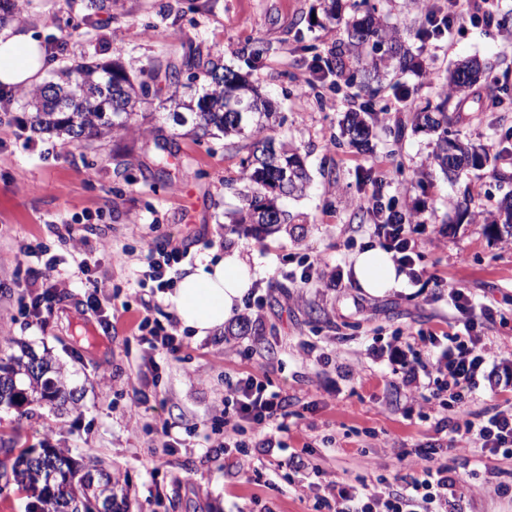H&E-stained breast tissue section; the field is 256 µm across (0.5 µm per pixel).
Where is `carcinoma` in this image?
Returning a JSON list of instances; mask_svg holds the SVG:
<instances>
[{"instance_id":"cac0c4a2","label":"carcinoma","mask_w":512,"mask_h":512,"mask_svg":"<svg viewBox=\"0 0 512 512\" xmlns=\"http://www.w3.org/2000/svg\"><path fill=\"white\" fill-rule=\"evenodd\" d=\"M86 18L94 20L112 10V0H86ZM325 23H340L341 0H323ZM413 55L404 35L389 27L377 16L376 6L345 25L336 53L328 62L336 80L348 86L360 83L375 96L386 88L389 76L413 69ZM162 71L173 88L172 101L178 109L169 113L178 126L190 124L203 136L243 141L249 149L241 180L249 185L245 205L230 214L232 224H253L271 229L285 223V212L279 206L283 196L303 193L309 177L300 149L276 140L267 131L283 123V118L251 80L202 52L184 54L181 58L157 59L151 65ZM486 75V64L473 59L448 71L447 82L439 93L440 102L416 113L417 124L437 134L434 161L444 172L459 175L469 169L491 170L499 183H512V174L496 167L497 157L488 148L460 139L450 130L448 109L465 111L469 90ZM31 108L33 129L71 142H82L106 135H125L141 126L148 113L139 111L148 102L150 86L144 80L135 82L120 64L93 66L85 63L65 66L54 72L42 85L23 90ZM378 119L372 101L350 107L342 120L343 134L355 145L366 147ZM33 354L26 351L12 356L9 362L0 358V405H11L21 394L17 377L24 376L40 399L59 407L75 405V391L68 388L61 369L40 358L39 370L30 369ZM5 460L0 467L10 468L0 475L14 482L18 489L34 498L29 512H92L95 491L85 482L92 468L83 467L60 448L50 449L42 459L32 456L31 449L19 453L3 449ZM58 467L57 480L48 486L36 478L42 468Z\"/></svg>"}]
</instances>
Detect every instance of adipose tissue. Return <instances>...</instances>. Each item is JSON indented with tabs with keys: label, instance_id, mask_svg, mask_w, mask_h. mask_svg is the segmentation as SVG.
Instances as JSON below:
<instances>
[{
	"label": "adipose tissue",
	"instance_id": "obj_1",
	"mask_svg": "<svg viewBox=\"0 0 512 512\" xmlns=\"http://www.w3.org/2000/svg\"><path fill=\"white\" fill-rule=\"evenodd\" d=\"M48 66L46 49L32 32L15 23L0 27L1 88L38 84ZM353 277L365 294L375 297L397 289L405 279L390 254L376 245L354 255ZM254 279L247 256L231 248L219 259L204 258L182 275L168 301L183 326L209 336L221 332L240 311Z\"/></svg>",
	"mask_w": 512,
	"mask_h": 512
}]
</instances>
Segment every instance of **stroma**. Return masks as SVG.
Returning a JSON list of instances; mask_svg holds the SVG:
<instances>
[{
    "label": "stroma",
    "mask_w": 512,
    "mask_h": 512,
    "mask_svg": "<svg viewBox=\"0 0 512 512\" xmlns=\"http://www.w3.org/2000/svg\"><path fill=\"white\" fill-rule=\"evenodd\" d=\"M374 2L388 25L409 31L418 66L405 77L409 98L390 89L375 97L382 120L369 146L357 147L339 124L359 87L332 75L313 81V63L330 59L339 38L314 22L320 0H115L94 26L84 21V0H26L21 22L50 47L56 69L80 58L117 61L150 80L159 101L171 87L151 73L152 62L192 46L250 72L284 118L273 137L300 146L310 184L284 199L292 220L279 232L237 228L227 214L240 205L242 145L194 138L160 113L152 142L135 133L67 146L31 128L19 92L1 98L0 343L49 352L78 407L61 414L43 401L0 406V448H62L120 473L116 494L128 512H327L316 505L314 469L392 491L420 472L418 451L431 450L465 512H512V498L496 494L473 449H448L450 431L435 426L443 409L415 400L390 356L401 340L421 360L433 358L429 334L456 330L448 301L456 288L494 309L485 331L493 364L512 371V234L490 224L512 187L473 172L460 209L457 185L432 163L435 134L410 122L415 109L437 103L438 79L469 57L512 84V52L504 49L512 21L424 41L423 16L410 0ZM468 106L454 115L453 131L493 147L512 172V103L493 107L480 83ZM157 139L175 153L163 176ZM375 191L384 203L421 210L415 237L430 275L381 298L364 295L351 271L354 254L374 239L362 202ZM104 241L124 262L100 251ZM168 243L189 248L196 261L231 247L254 258L251 293L264 297L262 313L242 309L206 337L171 322L165 294L140 284L147 250ZM40 244L59 261L47 279L37 258L23 254ZM308 258L342 270V287L288 280ZM44 291L54 312L37 317L30 298ZM146 316L177 336V353L146 356L135 335ZM308 343L315 352L306 353ZM256 370L287 395L298 421L274 455L249 448L241 467L218 448L217 429L225 387Z\"/></svg>",
    "instance_id": "obj_1"
}]
</instances>
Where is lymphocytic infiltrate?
Instances as JSON below:
<instances>
[{"label":"lymphocytic infiltrate","instance_id":"1","mask_svg":"<svg viewBox=\"0 0 512 512\" xmlns=\"http://www.w3.org/2000/svg\"><path fill=\"white\" fill-rule=\"evenodd\" d=\"M499 0H445L444 7H436L429 0L423 9L425 26L423 38L442 32L456 33L471 25L493 30L497 25ZM419 221L414 210H389L385 219L375 224L373 234L384 246L394 251L401 266L408 271L412 282H420L427 271L419 267L420 259L413 229ZM189 256L188 249L172 246L159 251H148L145 280L157 290L170 288V276ZM450 301L457 312V331L449 335L448 345L429 365L419 359H408L401 347H393V354L401 363V382L418 393L424 401L438 398L440 391L449 390L450 398L458 409L459 425L448 441L449 448H477L485 457L512 458V404L496 409L492 414L472 412L469 398L480 380L488 378L491 346L482 335L483 323L492 319L489 308H477L470 295L453 290ZM224 452L232 454L244 448V435L253 432L258 445L273 449L280 447V433L288 429L289 412L286 399L274 390L267 376L259 371L248 373L224 393L222 411ZM444 465L423 466L420 475L411 477L398 491L369 488L368 484L354 485L328 480L326 487L332 492L335 512H408L419 503L423 512H463L461 498L455 482L447 476Z\"/></svg>","mask_w":512,"mask_h":512}]
</instances>
